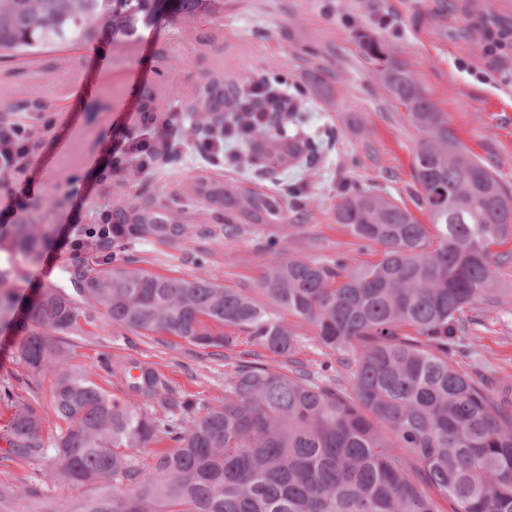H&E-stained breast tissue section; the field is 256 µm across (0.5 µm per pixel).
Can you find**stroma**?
Listing matches in <instances>:
<instances>
[{
    "label": "stroma",
    "mask_w": 512,
    "mask_h": 512,
    "mask_svg": "<svg viewBox=\"0 0 512 512\" xmlns=\"http://www.w3.org/2000/svg\"><path fill=\"white\" fill-rule=\"evenodd\" d=\"M444 0H224L203 19L167 20L134 47L106 43L18 58L0 64V113L48 122L34 152L28 179L0 185V262L14 263L22 299L47 283L68 285L75 268L98 269L103 252L73 255L67 235H80L106 208L143 203L170 208L177 223L192 227L173 246L156 236L129 235L110 253L131 267L169 277H200L231 288L253 287L270 259L272 243L288 256L355 267L378 252L350 236L333 218L344 188L357 186L413 205V157L420 134L403 106L385 89L375 67L359 52L354 32L374 30L397 57L407 60L432 100L447 112L464 152L480 159L512 191V40L481 46L456 15L441 12ZM287 74L303 91L308 125L320 149L309 164L283 167L269 179L248 162L247 144H230L240 162L217 168L186 149L160 171H128L123 185L104 181L112 148L122 133L138 128L144 91L157 96L156 123L177 112L191 123L198 99L212 78L238 82L263 74ZM222 174L244 185L299 187L309 206L299 227L264 224L238 238L224 235L221 221L186 188L203 174ZM28 216L52 225L53 238L37 262L12 248V226ZM76 327L55 341L69 366L90 373L112 400L128 399L118 369L141 362L166 378L175 396L209 402L224 398V358L174 336L140 334L112 326L78 301ZM480 345L470 359L499 385L512 389V298L495 311L475 305ZM297 359L323 377L334 356L318 344L313 327L292 317ZM23 335L0 330V512H75L92 487H76L54 473L49 458L6 454L4 436L16 404L49 406L50 378L27 388L17 350Z\"/></svg>",
    "instance_id": "35a3bbf8"
}]
</instances>
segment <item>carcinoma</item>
I'll return each mask as SVG.
<instances>
[{
  "label": "carcinoma",
  "mask_w": 512,
  "mask_h": 512,
  "mask_svg": "<svg viewBox=\"0 0 512 512\" xmlns=\"http://www.w3.org/2000/svg\"><path fill=\"white\" fill-rule=\"evenodd\" d=\"M217 0H0V51L34 55L73 45L140 42L163 18L195 19ZM362 55L421 133L413 158L416 205L369 189L347 188L334 220L380 251L350 268L287 256L275 243L255 287L230 288L173 278L112 260L77 272L73 287L114 326L175 336L201 349L236 347L246 334L271 355L234 366L217 405L173 397L151 368L128 376L129 401H112L73 371L52 335L77 325L74 297L47 284L19 306L15 267L0 265V327L25 333L18 348L27 386L52 378L50 408L20 404L4 441L8 453L51 450L55 469L97 494L80 512H512V396H496L457 358L475 352L468 315L501 304L495 269L512 264L509 193L477 158L463 153L415 72L370 30L357 33ZM262 92L214 81L200 99L197 123L224 125L246 140L254 165L273 170L314 153L295 134L272 129L299 121L298 96L284 75L261 77ZM264 112L269 126H247ZM224 221V236L246 224L288 223L290 193L243 188L202 176L191 189ZM127 233L176 240L189 230L151 205L112 213ZM53 235L34 219L13 225V248L35 262ZM308 321L336 356L337 379L319 380L296 359L298 341L284 316ZM156 403L164 413L148 409ZM64 424L45 440L52 420ZM167 440L152 462L147 448Z\"/></svg>",
  "instance_id": "carcinoma-1"
}]
</instances>
